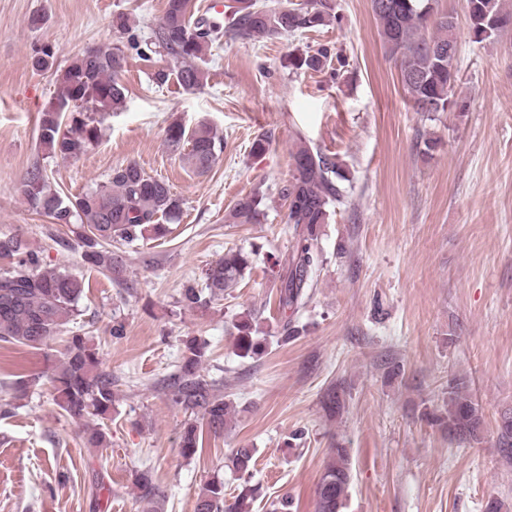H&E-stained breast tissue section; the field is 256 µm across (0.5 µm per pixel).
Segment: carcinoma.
Listing matches in <instances>:
<instances>
[{
  "instance_id": "1",
  "label": "carcinoma",
  "mask_w": 512,
  "mask_h": 512,
  "mask_svg": "<svg viewBox=\"0 0 512 512\" xmlns=\"http://www.w3.org/2000/svg\"><path fill=\"white\" fill-rule=\"evenodd\" d=\"M388 8L371 7L386 54L394 61L398 78L417 112H446L458 106L457 22L441 14L436 0H391ZM469 29L476 43L492 40L512 25V12L500 0H467ZM340 22L335 0H290L286 6L271 7L258 0H230L223 17L193 12V0H166L153 39L141 43L130 37V48L143 55L160 48L173 67L155 74L163 85L170 79L185 90H195L207 79L205 56L209 46L228 34L235 38L273 39L319 32ZM336 60V72L346 67L340 54L328 46L287 58L291 70L321 71ZM32 65L51 70L57 92L55 102L63 107L46 109L39 116V144L51 157L77 159L100 138L105 115L120 110L126 88L120 75L126 56L109 44L90 54L73 57L68 64L56 63L49 47L36 52ZM167 148L194 172L205 174L219 159L224 138L207 124L192 129L174 121L166 129ZM291 179L285 188L288 223L293 244L285 259L278 307L292 316L306 308L313 275L323 262L320 227L329 223L332 209L344 203L346 189L335 158L311 145L299 129L294 130L290 151ZM21 193L30 208L54 224H77L82 262L118 285L125 283L126 264L122 250L133 249L146 239H162L168 223L181 213V201L164 181L147 175L135 163L112 169L107 183L92 190L63 195L51 188L44 168L34 165L22 182ZM263 197L253 192L237 200L226 216L230 224H254L262 212ZM250 269L249 255L228 250L224 258L209 266L204 286L182 289L179 303L206 315L224 291L234 288ZM85 282L68 269L43 262L21 234L0 236V341L33 349L47 347L79 316ZM235 345L241 358H257L264 346L252 336V323L242 317L236 324ZM209 343L188 336L182 357L163 379L167 400L186 417L180 433L181 453L193 458L203 451L204 432L221 435L236 409L217 386L202 374L208 360ZM54 400L76 423L86 448L109 447L104 421L112 419L118 380L102 366L96 346L81 334L68 336L51 367ZM428 421L442 427L453 438L480 440L477 405L461 378L448 381L446 413H428ZM500 448L512 455V414L502 416ZM255 449L236 450L232 464L247 475L254 465ZM351 482L350 451L341 445L330 449L328 461L316 484V512H342ZM138 498L153 506L164 496L150 470L135 475ZM258 489L245 485L226 499L224 481H207L196 495L194 512H249Z\"/></svg>"
}]
</instances>
